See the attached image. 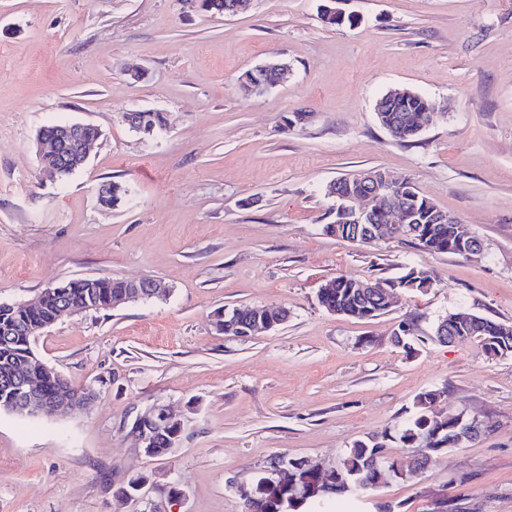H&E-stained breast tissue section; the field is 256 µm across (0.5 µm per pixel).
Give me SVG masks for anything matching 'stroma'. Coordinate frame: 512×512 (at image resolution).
I'll list each match as a JSON object with an SVG mask.
<instances>
[{"instance_id": "1", "label": "stroma", "mask_w": 512, "mask_h": 512, "mask_svg": "<svg viewBox=\"0 0 512 512\" xmlns=\"http://www.w3.org/2000/svg\"><path fill=\"white\" fill-rule=\"evenodd\" d=\"M328 3L250 0L222 16L184 0H0V303L81 276L167 288L37 337V355L98 399L62 419L0 411V512H142L118 493L136 475L165 512H240L238 486L271 458L330 468L377 435L408 456L397 435L428 390L494 430L422 477H384L354 512H512V356L435 338L461 308L512 324V0H340L353 18L340 26L323 22ZM272 60L287 81L242 91L240 76ZM392 89L435 107L412 141L378 121ZM132 109L167 124L138 134ZM65 122L98 128V146L43 180L36 136ZM371 168L411 179L483 254L326 234L328 185ZM112 181L128 193L109 209L98 190ZM410 267L437 284L397 293L387 314L318 303L332 277ZM258 305L287 308V323L248 338L215 328L218 311ZM156 406L184 422L163 458L130 432ZM138 114L140 115V124H143L145 127L157 130L166 126V118L164 116V113L154 111L143 112V110H131L130 112L124 114L123 120L134 131L139 132V129L137 128L139 124Z\"/></svg>"}]
</instances>
